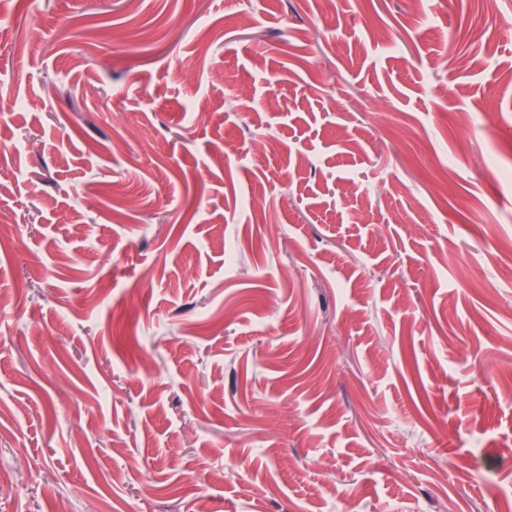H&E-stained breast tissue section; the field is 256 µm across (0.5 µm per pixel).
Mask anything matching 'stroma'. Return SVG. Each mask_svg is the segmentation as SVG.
Instances as JSON below:
<instances>
[{
	"instance_id": "stroma-1",
	"label": "stroma",
	"mask_w": 512,
	"mask_h": 512,
	"mask_svg": "<svg viewBox=\"0 0 512 512\" xmlns=\"http://www.w3.org/2000/svg\"><path fill=\"white\" fill-rule=\"evenodd\" d=\"M492 10L0 0V512L512 494Z\"/></svg>"
}]
</instances>
